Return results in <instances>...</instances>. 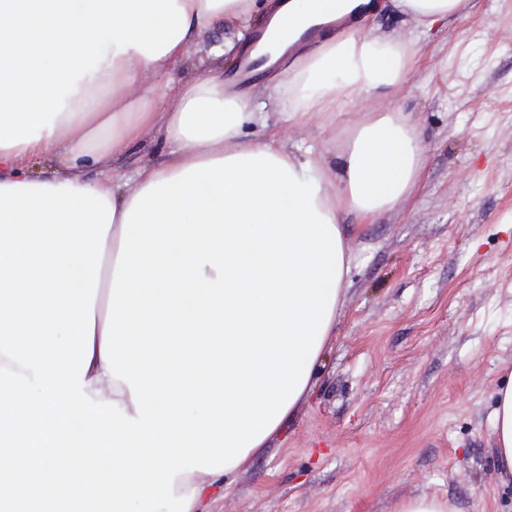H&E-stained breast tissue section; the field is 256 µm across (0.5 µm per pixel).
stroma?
I'll use <instances>...</instances> for the list:
<instances>
[{"label":"stroma","mask_w":512,"mask_h":512,"mask_svg":"<svg viewBox=\"0 0 512 512\" xmlns=\"http://www.w3.org/2000/svg\"><path fill=\"white\" fill-rule=\"evenodd\" d=\"M422 34L403 107L423 175L370 224L345 225L353 261L336 337L294 422L199 512H395L405 498L459 512H512L494 463L495 387L512 375V0ZM252 31L218 25L199 56ZM268 125L290 142L340 147L337 124ZM267 125V126H268ZM396 512H457V508L448 498L423 494L402 500Z\"/></svg>","instance_id":"obj_1"}]
</instances>
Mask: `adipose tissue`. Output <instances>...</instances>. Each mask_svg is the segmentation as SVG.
<instances>
[{
	"label": "adipose tissue",
	"instance_id": "obj_1",
	"mask_svg": "<svg viewBox=\"0 0 512 512\" xmlns=\"http://www.w3.org/2000/svg\"><path fill=\"white\" fill-rule=\"evenodd\" d=\"M331 6L353 26L303 45L274 91L293 126L341 120L334 160L273 130L245 140L266 104L222 68L171 78L216 25L273 13L296 30ZM473 7L0 0V494L14 512L34 495L46 512H194L210 479L232 484L270 447L336 336L344 223H371L422 176L399 92L423 46L370 21L393 9L427 32ZM372 97L388 109H343ZM150 132L164 160L141 161L126 189L112 160ZM491 421L512 479V379Z\"/></svg>",
	"mask_w": 512,
	"mask_h": 512
}]
</instances>
